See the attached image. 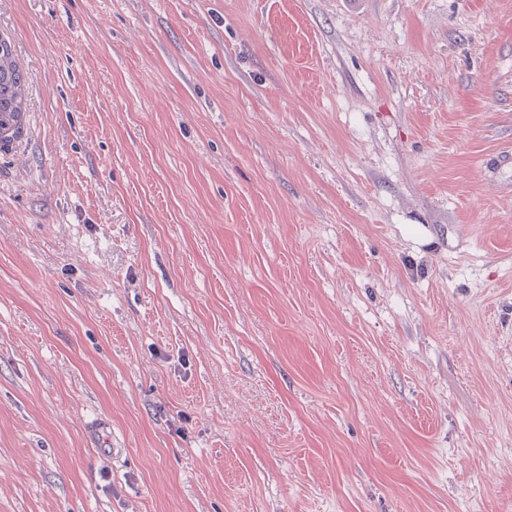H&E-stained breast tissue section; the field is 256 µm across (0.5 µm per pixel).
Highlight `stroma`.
Returning a JSON list of instances; mask_svg holds the SVG:
<instances>
[{
    "label": "stroma",
    "instance_id": "obj_1",
    "mask_svg": "<svg viewBox=\"0 0 512 512\" xmlns=\"http://www.w3.org/2000/svg\"><path fill=\"white\" fill-rule=\"evenodd\" d=\"M1 36L0 512H512V0ZM26 112L25 80L9 40L0 38V142L21 134Z\"/></svg>",
    "mask_w": 512,
    "mask_h": 512
}]
</instances>
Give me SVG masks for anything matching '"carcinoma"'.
<instances>
[{"instance_id": "1", "label": "carcinoma", "mask_w": 512, "mask_h": 512, "mask_svg": "<svg viewBox=\"0 0 512 512\" xmlns=\"http://www.w3.org/2000/svg\"><path fill=\"white\" fill-rule=\"evenodd\" d=\"M26 112L25 80L9 40L0 38V142L21 134Z\"/></svg>"}]
</instances>
